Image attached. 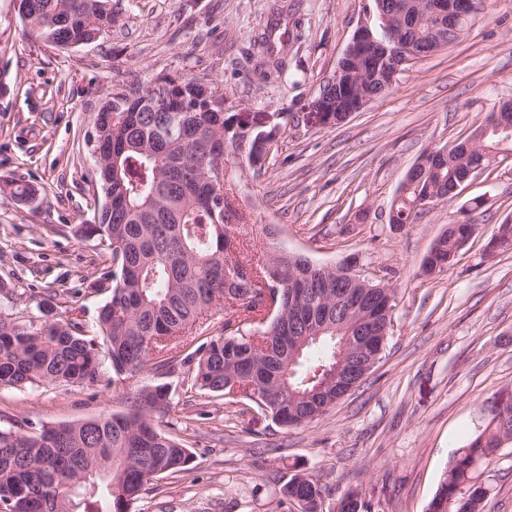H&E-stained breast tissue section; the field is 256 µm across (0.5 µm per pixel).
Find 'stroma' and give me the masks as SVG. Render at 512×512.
I'll return each mask as SVG.
<instances>
[{
	"label": "stroma",
	"mask_w": 512,
	"mask_h": 512,
	"mask_svg": "<svg viewBox=\"0 0 512 512\" xmlns=\"http://www.w3.org/2000/svg\"><path fill=\"white\" fill-rule=\"evenodd\" d=\"M276 0H111L117 22L98 40L61 50L30 35L0 0V278L17 289L0 309L55 312L96 335L110 292L95 241L75 227L94 221L102 193L88 137L105 96L133 79L194 76L223 93L251 135L272 137L259 162L230 153L224 181L247 216L249 251L268 245L314 263L356 264L395 292L380 359L351 395L303 427H285L251 403L200 390L190 366L146 368L121 383L0 388V423H76L123 415L145 387L168 385L158 430L184 443L190 471L157 479L135 512H300L282 500L292 474L322 487V512L349 490L375 512H427L454 452L481 429L483 404L512 397V250L489 240L512 218V157L495 160L450 202L414 223L388 214L409 168L424 153L466 138L512 101V0H486L447 48L405 66L393 88L339 125L309 104L332 77L372 0H286L302 37L281 78L249 79L251 37L273 21ZM295 120L282 124L279 114ZM38 190L28 206L12 193ZM480 197L478 229L454 262L425 275L422 264L450 213ZM275 227L267 240L266 227ZM483 512H512V446L480 464Z\"/></svg>",
	"instance_id": "35a3bbf8"
}]
</instances>
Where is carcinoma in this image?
Returning a JSON list of instances; mask_svg holds the SVG:
<instances>
[{"label": "carcinoma", "instance_id": "1", "mask_svg": "<svg viewBox=\"0 0 512 512\" xmlns=\"http://www.w3.org/2000/svg\"><path fill=\"white\" fill-rule=\"evenodd\" d=\"M108 0H32L25 27L40 40L59 48L75 39L94 40L112 28L116 17L103 9ZM373 0L377 41L373 54L360 62L366 78L356 94L372 95L389 80L392 58L385 47L395 40L422 50L434 47L429 19L414 8L400 9L385 19ZM257 54L272 63L270 36L254 39ZM145 81L128 84L132 101L112 99L101 112L94 136L105 166H96L108 198L98 205L97 222L82 224L75 233L95 239L110 257L98 281L111 297L99 313L96 340L84 334L75 318L44 319L0 314V387L28 385H89L101 381L105 368L122 381L148 364L172 367L175 361L195 363L200 389L228 398L238 383H254L268 399L254 405L282 425L308 424L306 418L334 388L324 387L323 370L336 364V316L328 310V294H336V274L329 285L316 282L307 258L273 249L258 262L239 259L234 226L245 213L232 189L208 190L196 183L215 155L228 161L227 150L251 138L235 114L200 98L196 79L184 78L168 90L169 112H155L152 97H136ZM473 163L471 147L462 143L443 155L424 156L420 185L402 183L388 223H414L421 211L417 191L430 188L454 197L455 186ZM478 225L466 226L460 216L448 222L437 241L434 258L423 264L428 275L439 273L456 257L459 239ZM492 248L512 249V226L503 224L491 238ZM279 291L272 317L256 322L265 294ZM238 316L237 326L224 321L229 335L209 336L195 354L175 352L207 328V312ZM288 376L286 352L301 341ZM170 407L166 386L145 388L126 415L103 416L73 424L10 421L0 425V512H130L145 486L164 475L191 470L193 456L185 444L157 431L147 419ZM486 425L458 449L441 482V491L456 512H482L485 490L475 481L472 464L492 459L512 444V403L490 402ZM296 473L286 481L284 500L302 512H318L315 491Z\"/></svg>", "mask_w": 512, "mask_h": 512}]
</instances>
